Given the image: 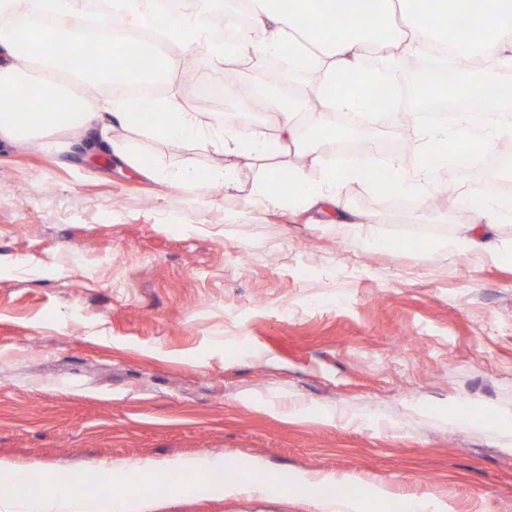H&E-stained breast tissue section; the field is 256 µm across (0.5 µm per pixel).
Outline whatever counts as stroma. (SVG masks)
<instances>
[{"label":"stroma","instance_id":"35a3bbf8","mask_svg":"<svg viewBox=\"0 0 512 512\" xmlns=\"http://www.w3.org/2000/svg\"><path fill=\"white\" fill-rule=\"evenodd\" d=\"M378 158L412 165L418 131L379 126ZM235 158L230 187L180 183L224 156L115 127L91 152L57 127L0 147V459L86 472L105 461L224 457L328 496L432 497L512 512V221L477 222L449 170L447 206L394 208L364 180L327 202L267 205L265 172L330 145ZM411 157L395 148L403 136ZM137 156L127 163L122 151ZM468 236L498 252L448 251ZM309 490L163 493L156 512H320Z\"/></svg>","mask_w":512,"mask_h":512}]
</instances>
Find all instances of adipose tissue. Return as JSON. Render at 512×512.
I'll return each mask as SVG.
<instances>
[{"label":"adipose tissue","instance_id":"ef3b65f1","mask_svg":"<svg viewBox=\"0 0 512 512\" xmlns=\"http://www.w3.org/2000/svg\"><path fill=\"white\" fill-rule=\"evenodd\" d=\"M222 0H189L179 13L170 12L164 0H115L113 8L89 13L86 0H0V140L14 144L55 126L84 130L116 120L125 127H144L148 136L167 141L188 137L212 147L225 157L263 156L288 146L296 139L295 119L305 103L296 98H275L280 136L270 141L238 126L229 117L205 119L185 111L172 96L160 98L152 124H144L120 98L112 99L102 111L90 112L71 84L105 85L116 71H123L132 83L146 84L166 79L172 68L171 50L201 45L222 64L226 48L216 45L211 27L202 13L203 5L218 7ZM251 21L237 27L234 47L248 48L265 56L286 55L290 69L318 77V97L327 111L310 115L317 140L335 137L329 111L360 112L365 100L349 93L348 85L364 71L369 59L390 46L401 45L405 54L426 56L423 88L447 97L449 69H456L460 93L475 95L493 91L503 99L505 89L491 61L504 45H512V0H250ZM403 7L411 22L406 30L393 24L396 7ZM462 20L454 37L444 28L449 16ZM131 28L153 31L161 36L163 48L115 37V21ZM94 28L100 37L99 51L85 54V32ZM149 51L151 64L129 66L130 57ZM75 57L79 63L62 70L59 57ZM38 65V94L42 107L29 112L19 107L27 87L23 78L26 62Z\"/></svg>","mask_w":512,"mask_h":512}]
</instances>
